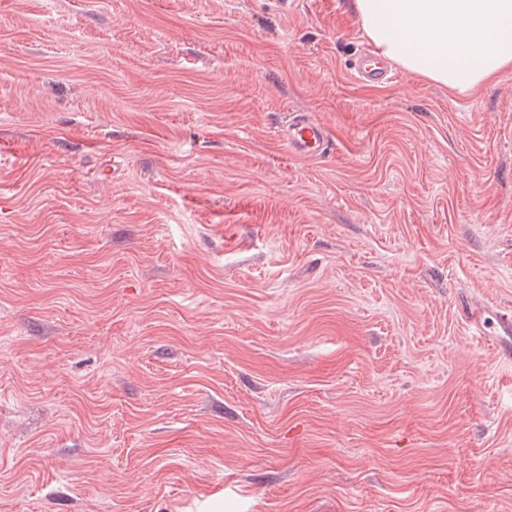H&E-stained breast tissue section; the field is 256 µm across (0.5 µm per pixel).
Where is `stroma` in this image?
Returning <instances> with one entry per match:
<instances>
[{
  "label": "stroma",
  "instance_id": "35a3bbf8",
  "mask_svg": "<svg viewBox=\"0 0 512 512\" xmlns=\"http://www.w3.org/2000/svg\"><path fill=\"white\" fill-rule=\"evenodd\" d=\"M370 45L351 0H0V512H512L461 312L512 308V69ZM374 57L371 53H366L363 59H358L354 63V73L356 78L366 85H380L392 83L396 79V72L388 70L379 63L374 64ZM278 136L290 152L299 156H322L330 146L325 126L306 112H290L278 128Z\"/></svg>",
  "mask_w": 512,
  "mask_h": 512
}]
</instances>
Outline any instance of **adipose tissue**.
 Listing matches in <instances>:
<instances>
[{"mask_svg": "<svg viewBox=\"0 0 512 512\" xmlns=\"http://www.w3.org/2000/svg\"><path fill=\"white\" fill-rule=\"evenodd\" d=\"M377 54L464 92L512 68V0H352Z\"/></svg>", "mask_w": 512, "mask_h": 512, "instance_id": "ef3b65f1", "label": "adipose tissue"}]
</instances>
